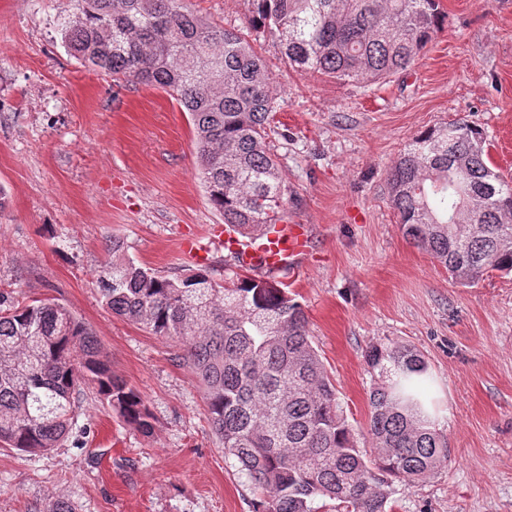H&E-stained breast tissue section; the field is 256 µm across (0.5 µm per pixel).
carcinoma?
Returning a JSON list of instances; mask_svg holds the SVG:
<instances>
[{
    "instance_id": "cac0c4a2",
    "label": "carcinoma",
    "mask_w": 512,
    "mask_h": 512,
    "mask_svg": "<svg viewBox=\"0 0 512 512\" xmlns=\"http://www.w3.org/2000/svg\"><path fill=\"white\" fill-rule=\"evenodd\" d=\"M59 23L68 53L113 80L175 96L191 116L198 178L215 211L243 237L262 235L287 204L267 127L276 111L263 58L241 31L187 0H75ZM246 28L279 34L300 71L370 82L407 69L441 27L439 0H251ZM485 133L452 120L414 135L388 176L407 238L470 285L512 273V178L486 163ZM98 288L112 314L177 339L201 383L212 429L261 491L255 512H392V486L412 487L448 461L435 427L428 361L379 342L366 351L371 415L357 437L302 306L264 276L226 284L205 268L160 276L107 245ZM92 388L148 437L143 396L104 359L93 333L50 300L0 291V444L57 448L72 431L77 394Z\"/></svg>"
}]
</instances>
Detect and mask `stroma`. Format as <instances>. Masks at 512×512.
Returning <instances> with one entry per match:
<instances>
[{
    "label": "stroma",
    "instance_id": "35a3bbf8",
    "mask_svg": "<svg viewBox=\"0 0 512 512\" xmlns=\"http://www.w3.org/2000/svg\"><path fill=\"white\" fill-rule=\"evenodd\" d=\"M214 23L242 27L249 0H190ZM441 30L405 71L357 84L298 73L276 31L254 45L278 104L268 141L288 202L314 248L276 272L344 404L365 430L367 347L394 340L431 365L436 427L450 456L394 512H512V274L454 283L408 240L387 194L415 134L459 119L486 136L487 164L512 177V0H440ZM75 0H0V290L50 299L89 327L113 372L139 391L146 437L92 391L67 441L47 452L0 446V512H255L260 498L212 432L204 392L178 343L112 315L96 286L111 239L153 272L237 267L222 217L196 176L193 124L168 93L81 66L57 29ZM198 252H181L184 239Z\"/></svg>",
    "mask_w": 512,
    "mask_h": 512
}]
</instances>
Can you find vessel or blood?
I'll return each mask as SVG.
<instances>
[{
	"mask_svg": "<svg viewBox=\"0 0 512 512\" xmlns=\"http://www.w3.org/2000/svg\"><path fill=\"white\" fill-rule=\"evenodd\" d=\"M224 244L240 253L245 267L258 272H276L307 254L312 247V237L308 225L277 224L261 242L244 241L229 233Z\"/></svg>",
	"mask_w": 512,
	"mask_h": 512,
	"instance_id": "obj_1",
	"label": "vessel or blood"
}]
</instances>
